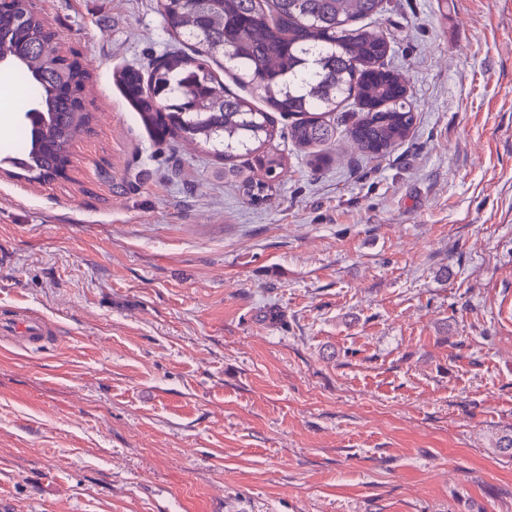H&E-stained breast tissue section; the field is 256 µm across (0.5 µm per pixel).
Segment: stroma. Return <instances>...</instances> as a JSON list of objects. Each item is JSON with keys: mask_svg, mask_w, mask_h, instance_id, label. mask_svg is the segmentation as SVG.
<instances>
[{"mask_svg": "<svg viewBox=\"0 0 512 512\" xmlns=\"http://www.w3.org/2000/svg\"><path fill=\"white\" fill-rule=\"evenodd\" d=\"M88 76L62 177L9 175L0 89V498L8 512H512V0H386L416 110L311 168L275 114L269 201L155 138L115 83L177 47L159 0H32ZM57 331L47 321L26 315L13 322L0 323V338L21 350L41 348L57 340Z\"/></svg>", "mask_w": 512, "mask_h": 512, "instance_id": "35a3bbf8", "label": "stroma"}]
</instances>
